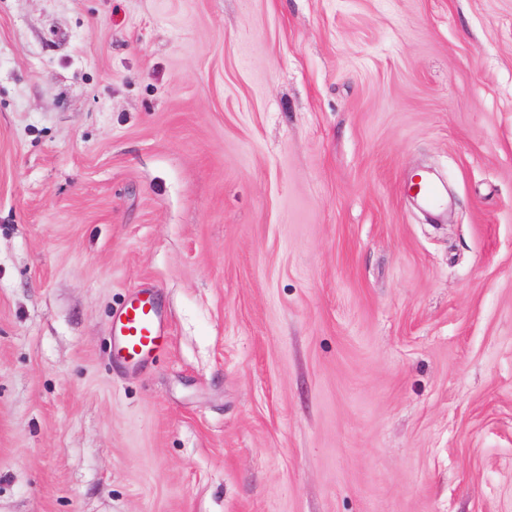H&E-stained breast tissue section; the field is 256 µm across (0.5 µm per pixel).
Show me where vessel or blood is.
I'll use <instances>...</instances> for the list:
<instances>
[{"label":"vessel or blood","mask_w":512,"mask_h":512,"mask_svg":"<svg viewBox=\"0 0 512 512\" xmlns=\"http://www.w3.org/2000/svg\"><path fill=\"white\" fill-rule=\"evenodd\" d=\"M416 195L423 206L442 209L445 199L430 178H422ZM112 335L121 356L135 366L144 365L167 342L166 317L148 290L132 293L112 321Z\"/></svg>","instance_id":"vessel-or-blood-1"}]
</instances>
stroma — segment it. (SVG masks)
I'll return each instance as SVG.
<instances>
[{
  "instance_id": "obj_1",
  "label": "stroma",
  "mask_w": 512,
  "mask_h": 512,
  "mask_svg": "<svg viewBox=\"0 0 512 512\" xmlns=\"http://www.w3.org/2000/svg\"><path fill=\"white\" fill-rule=\"evenodd\" d=\"M0 512H512V0H0ZM416 195L425 207L444 209L446 206L440 188L427 176H423L419 182ZM118 352L133 366H143L167 342L166 317L148 290L132 293L113 316Z\"/></svg>"
}]
</instances>
